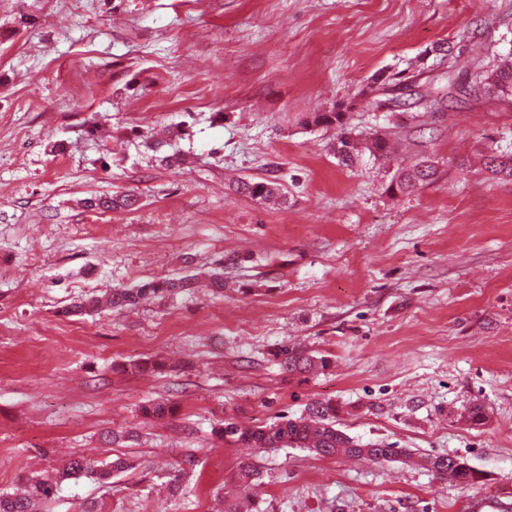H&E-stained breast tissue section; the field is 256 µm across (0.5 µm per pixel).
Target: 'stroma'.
<instances>
[{"mask_svg":"<svg viewBox=\"0 0 512 512\" xmlns=\"http://www.w3.org/2000/svg\"><path fill=\"white\" fill-rule=\"evenodd\" d=\"M507 56L512 0H0V491L119 455L133 469L64 482L41 512H217L248 457L260 512H512V181L486 164L512 152V101L480 84ZM340 104L434 179L394 194L395 161L342 165L336 128L309 119ZM176 151L187 164L167 167ZM252 179L285 202L237 192ZM131 190L133 210L81 205ZM191 269L199 285L173 297L61 313ZM285 347L330 364L286 371ZM152 360L164 370L138 371ZM165 399L172 416L143 415ZM314 402L479 482L251 456L215 433ZM110 429L134 438L106 444ZM178 469L183 496L167 490Z\"/></svg>","mask_w":512,"mask_h":512,"instance_id":"stroma-1","label":"stroma"}]
</instances>
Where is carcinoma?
Wrapping results in <instances>:
<instances>
[{"instance_id": "cac0c4a2", "label": "carcinoma", "mask_w": 512, "mask_h": 512, "mask_svg": "<svg viewBox=\"0 0 512 512\" xmlns=\"http://www.w3.org/2000/svg\"><path fill=\"white\" fill-rule=\"evenodd\" d=\"M483 90L490 96L512 98V63L487 72L482 79ZM350 107L341 105L334 112H317L312 116L316 125H334L337 132V156L340 163L350 166L362 153L375 157H388L392 153L389 139L376 130L356 132L347 126L346 114ZM490 172L502 179H512V154L490 156ZM436 174V167L429 161L414 168L397 167L388 189L400 193L412 191L420 182ZM238 191L253 199L274 200L281 196L279 185L269 180L243 181ZM138 204L135 194L99 195L84 199V206L93 211L111 212L118 209L133 210ZM192 277L161 278L144 281L132 288L118 287L100 296L90 295L78 303L63 309V314H89L102 309H132L153 298H164L178 291L189 289ZM281 364L289 371L310 372L327 365L324 357H310L287 348L281 351ZM224 443L239 444L259 452L297 446L318 455L342 456L371 463H382L403 457L411 463L434 473L442 480H450L462 486L478 482L479 476L463 460L448 455H419L405 448H394L381 442H364L336 427V406L330 403H314L304 415L284 418L270 424L243 427L226 420L219 428ZM128 459L117 456L103 463L84 456L70 459L60 471L51 475L32 476L27 479V489L22 494L0 492V512H36V506L54 498L65 480L82 477L104 482L112 474L128 470ZM261 477L260 470L252 462L240 464L235 477V488L224 493L222 512H252L250 491Z\"/></svg>"}]
</instances>
